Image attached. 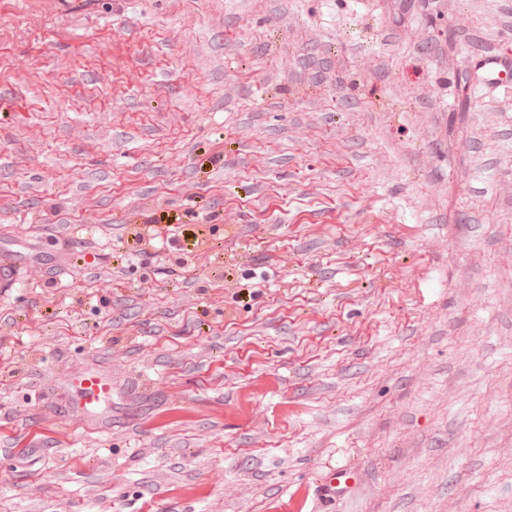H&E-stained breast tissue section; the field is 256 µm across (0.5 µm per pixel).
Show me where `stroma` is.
Instances as JSON below:
<instances>
[{
	"instance_id": "35a3bbf8",
	"label": "stroma",
	"mask_w": 512,
	"mask_h": 512,
	"mask_svg": "<svg viewBox=\"0 0 512 512\" xmlns=\"http://www.w3.org/2000/svg\"><path fill=\"white\" fill-rule=\"evenodd\" d=\"M495 52L512 0H0V512H512ZM144 225L146 228L141 230H134L135 233L133 235L136 243L141 246V248L138 250L139 256L147 257L152 255L153 253L149 251V248L161 250L164 247H167L170 252L183 250L175 233L167 234L164 238L155 228H152L147 224ZM74 407L87 409L94 403L107 402L112 408V381L98 371H91L73 385Z\"/></svg>"
}]
</instances>
